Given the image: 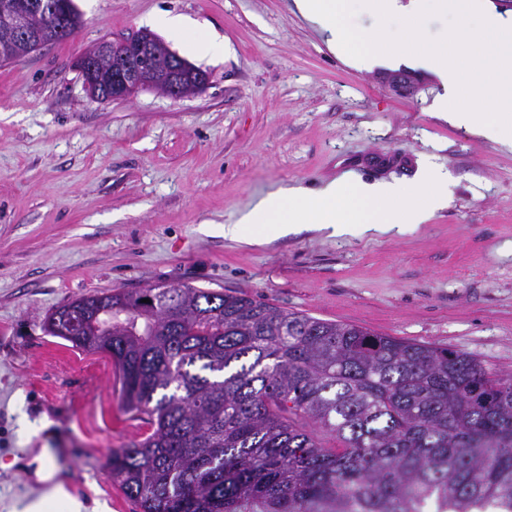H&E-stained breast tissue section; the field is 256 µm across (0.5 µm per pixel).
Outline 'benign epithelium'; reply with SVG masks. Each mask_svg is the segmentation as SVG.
<instances>
[{
	"mask_svg": "<svg viewBox=\"0 0 512 512\" xmlns=\"http://www.w3.org/2000/svg\"><path fill=\"white\" fill-rule=\"evenodd\" d=\"M81 25V17L63 3L49 7L41 0H0V59H21L53 45L65 33H76ZM73 67L89 97L101 102L130 99L144 89L188 97L209 83L205 71L147 30L103 40L74 61ZM61 319L70 321L81 336L112 334V307L104 304L57 315L52 325Z\"/></svg>",
	"mask_w": 512,
	"mask_h": 512,
	"instance_id": "obj_1",
	"label": "benign epithelium"
}]
</instances>
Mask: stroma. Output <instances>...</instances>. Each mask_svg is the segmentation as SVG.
<instances>
[{
  "label": "stroma",
  "instance_id": "35a3bbf8",
  "mask_svg": "<svg viewBox=\"0 0 512 512\" xmlns=\"http://www.w3.org/2000/svg\"><path fill=\"white\" fill-rule=\"evenodd\" d=\"M74 2V36L0 66V512L56 483L92 512H140L107 462L150 425L125 411L108 355L46 331L82 295L233 290L512 372V150L432 117L430 74L415 95L395 93L293 0ZM163 12L186 20L170 46L207 88L91 100L73 60ZM209 36L223 54L193 56L189 40ZM427 160L451 178L447 208L426 223L264 244L224 234L278 188L409 180Z\"/></svg>",
  "mask_w": 512,
  "mask_h": 512
}]
</instances>
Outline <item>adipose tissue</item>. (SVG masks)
<instances>
[{
  "label": "adipose tissue",
  "mask_w": 512,
  "mask_h": 512,
  "mask_svg": "<svg viewBox=\"0 0 512 512\" xmlns=\"http://www.w3.org/2000/svg\"><path fill=\"white\" fill-rule=\"evenodd\" d=\"M298 11L317 25L332 46L352 48L356 66L402 65L433 74L442 93L438 118L512 148V18L487 9L482 0H294ZM448 18L437 42L415 40L411 50L388 44L387 24L402 20L416 32L429 12ZM361 12L378 26L352 28L349 15ZM448 205V172L431 164L417 181L366 183L343 177L319 190L282 189L263 198L225 235L248 244L299 231L309 224L339 236L358 229L388 232L400 224H421Z\"/></svg>",
  "instance_id": "obj_1"
}]
</instances>
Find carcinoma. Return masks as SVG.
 <instances>
[{
  "label": "carcinoma",
  "instance_id": "cac0c4a2",
  "mask_svg": "<svg viewBox=\"0 0 512 512\" xmlns=\"http://www.w3.org/2000/svg\"><path fill=\"white\" fill-rule=\"evenodd\" d=\"M169 292L149 313L113 291L110 337L56 334L109 354L147 416L108 462L141 512H512V373L244 293Z\"/></svg>",
  "mask_w": 512,
  "mask_h": 512
}]
</instances>
